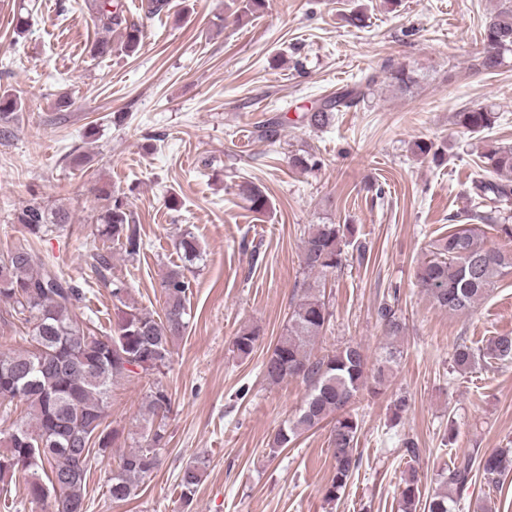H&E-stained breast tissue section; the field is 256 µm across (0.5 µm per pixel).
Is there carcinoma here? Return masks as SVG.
<instances>
[{"instance_id": "cac0c4a2", "label": "carcinoma", "mask_w": 512, "mask_h": 512, "mask_svg": "<svg viewBox=\"0 0 512 512\" xmlns=\"http://www.w3.org/2000/svg\"><path fill=\"white\" fill-rule=\"evenodd\" d=\"M95 24L106 36L91 47L104 58L112 55V40L120 35L121 49L128 55L139 51L143 31L124 14L122 0H95ZM483 52L475 59L476 70H498L512 56V3L506 0L486 19ZM377 76L364 77L358 84L320 100L304 113L310 127L329 124L333 113L365 101ZM21 107L15 94L0 96V139L11 136V124ZM454 124L466 133L493 128L498 116L488 106L465 109L453 115ZM415 152L439 162L444 148L433 142H415ZM479 174L473 180V210L448 216L454 229L434 240L430 254L414 272L416 285L434 304L451 314L468 313L495 287L498 279L512 272V251L485 243L473 222L494 225L512 240V224L504 214L512 211V146H494L481 154ZM239 195L251 211L270 208L267 194L246 181L238 185ZM97 215L91 234L100 240L92 244L91 268L110 293L117 309L110 332L100 335L92 320L83 316V284L64 274L33 246V242L63 231L71 224V211L34 195L14 214L13 223L22 227L31 243L15 246L0 256V300L12 304L14 319L26 330L31 347L9 354L0 353V408L25 407L28 419L15 424L13 431L0 435V486L23 479L27 495L36 502H50L51 512H86L87 475L92 458L116 442L119 431L106 423L112 385L139 380L168 367L173 348L189 326L188 295L193 288L186 275L188 266L201 259L195 237L187 232L178 241L181 264L170 267L162 277V312H146L130 298L127 282L112 276V246L129 257L139 255L143 239L129 209L127 193L101 184L96 188ZM503 223H498V220ZM355 237L350 224H311L304 233L302 264L308 273L299 284L301 298L295 305L284 333L262 365L271 384L300 378L310 385L299 412L274 435L277 448L294 443L302 434L331 420L329 447L333 476L325 488V498L333 501L345 490L360 467L356 444L360 432L350 405L367 383L366 356L358 343H347L320 359L310 355L311 346L322 336L332 313L321 293V277L340 267L345 248ZM386 347L373 374L376 384H384L392 364L401 356L396 342L404 324L395 305L385 301L376 311ZM259 338L256 328L239 331L234 348L248 357ZM512 360V335L489 338L475 351L458 346L453 355L456 368L466 371L479 357ZM172 412V399L161 382L152 383L146 403L144 444L123 454L107 493L115 504L131 500L140 483L156 471L158 449L165 435V419ZM478 470L484 483L493 488L503 484L512 472V458L503 451L457 456L448 468L445 488L430 496L427 512H453ZM200 463L191 461L180 471L178 487L188 501L202 481ZM402 512H414L420 502L416 477L406 481L400 492Z\"/></svg>"}]
</instances>
